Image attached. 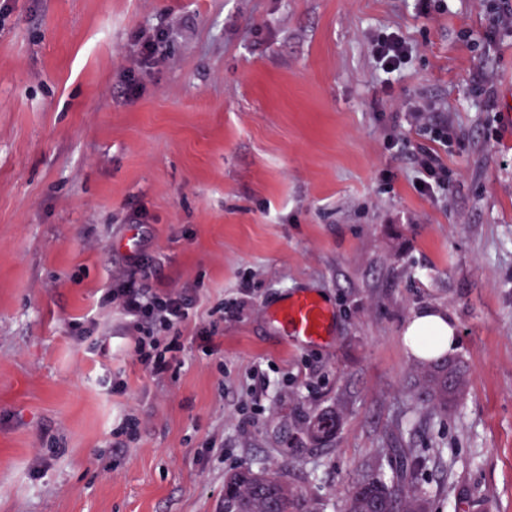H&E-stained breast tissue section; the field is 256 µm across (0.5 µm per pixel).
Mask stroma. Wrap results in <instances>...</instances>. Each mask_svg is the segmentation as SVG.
<instances>
[{
    "mask_svg": "<svg viewBox=\"0 0 512 512\" xmlns=\"http://www.w3.org/2000/svg\"><path fill=\"white\" fill-rule=\"evenodd\" d=\"M511 9L0 0V512H217L226 474L272 459L341 512L385 448L422 460L430 512H458L460 479L512 512ZM383 31L412 46L387 87ZM426 102L449 136L430 195L413 164L434 145L411 114ZM143 233L150 287L197 299L159 377L102 302ZM302 292L333 313L323 342L271 314ZM436 306L467 383L418 419L403 334ZM336 407L335 436L310 441L306 420ZM165 39V31L158 29L141 42V65L149 69L158 62V49Z\"/></svg>",
    "mask_w": 512,
    "mask_h": 512,
    "instance_id": "1",
    "label": "stroma"
}]
</instances>
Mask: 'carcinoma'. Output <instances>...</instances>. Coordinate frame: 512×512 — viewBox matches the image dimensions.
Instances as JSON below:
<instances>
[{"label":"carcinoma","mask_w":512,"mask_h":512,"mask_svg":"<svg viewBox=\"0 0 512 512\" xmlns=\"http://www.w3.org/2000/svg\"><path fill=\"white\" fill-rule=\"evenodd\" d=\"M418 412L441 415L455 408L465 389L464 365L446 356L422 360L409 379ZM338 413L328 411L314 416L305 431L314 441L330 436ZM385 453L400 460L397 479L386 482L378 476L383 458L369 459L362 465L363 476L345 500L343 512H429V499L412 489L423 462L408 448H387ZM461 512H487L488 499L475 495L465 482L455 485ZM218 512H316L312 503L300 497L284 479L281 466L272 461L258 471L237 470L224 476V500Z\"/></svg>","instance_id":"cac0c4a2"}]
</instances>
